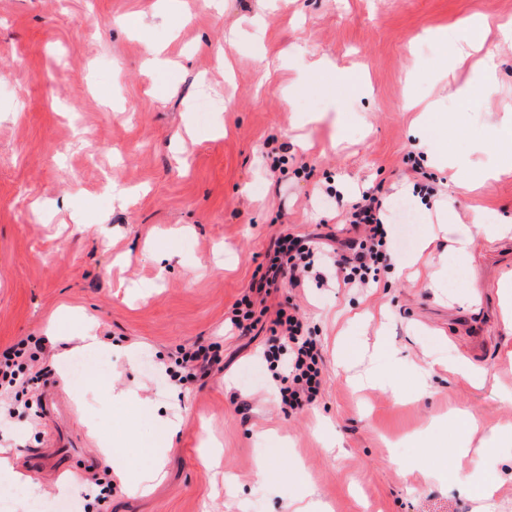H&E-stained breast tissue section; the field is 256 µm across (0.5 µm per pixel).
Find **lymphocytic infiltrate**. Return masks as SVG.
Instances as JSON below:
<instances>
[{"instance_id": "obj_1", "label": "lymphocytic infiltrate", "mask_w": 512, "mask_h": 512, "mask_svg": "<svg viewBox=\"0 0 512 512\" xmlns=\"http://www.w3.org/2000/svg\"><path fill=\"white\" fill-rule=\"evenodd\" d=\"M386 208L382 186L362 190L345 210L346 222L356 235L337 247L318 242L313 234L279 236L267 252L265 264L256 270L249 294L232 308L230 324L240 334L259 325L266 328L269 337L263 357L271 368L281 371L279 394L289 410L303 409L318 396L323 384L321 350L297 304L272 312L265 306L256 307L253 298L270 295L284 284L302 288L311 281L320 287L333 283L349 289L377 285L395 249L392 229L385 220ZM34 359L21 342L0 353V392L9 399L8 404L0 405V421L14 418L18 411L12 395L27 393L36 384L30 373ZM219 362L212 346L200 345L181 350L169 373L180 382L195 381L208 376Z\"/></svg>"}]
</instances>
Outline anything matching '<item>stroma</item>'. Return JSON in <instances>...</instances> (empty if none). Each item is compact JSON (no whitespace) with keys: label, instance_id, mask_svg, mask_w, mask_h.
Wrapping results in <instances>:
<instances>
[{"label":"stroma","instance_id":"stroma-1","mask_svg":"<svg viewBox=\"0 0 512 512\" xmlns=\"http://www.w3.org/2000/svg\"><path fill=\"white\" fill-rule=\"evenodd\" d=\"M476 15L500 60L487 100L459 97L471 73L448 68L431 37ZM509 20L512 0H0V351L45 338L50 370L42 405L1 426L0 446L25 434L16 460L46 499L71 477L111 482L90 512H296L306 486L312 512H512V447L497 449L484 499L454 477L448 426L474 420L475 449L512 432L500 288L512 234L447 265L449 225H512V169L468 185L411 162L420 125L472 169L493 162L512 109V41L498 33ZM150 42L163 66L148 64ZM321 57L329 66L312 71ZM426 172L437 193L411 201L410 241L378 287L267 297L300 306L323 354L316 401L282 412L260 357L268 334L225 328L234 303L279 234L342 224L326 187L350 201L380 184L399 200ZM89 321L100 348L85 353ZM201 344L220 364L171 381L166 365ZM66 353L81 378L55 362ZM167 418L180 427L156 460Z\"/></svg>","mask_w":512,"mask_h":512}]
</instances>
